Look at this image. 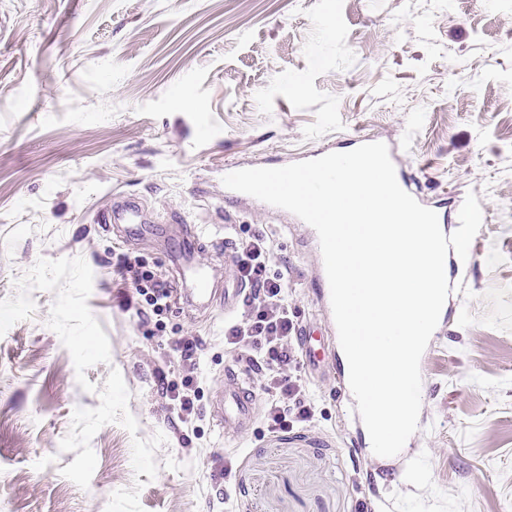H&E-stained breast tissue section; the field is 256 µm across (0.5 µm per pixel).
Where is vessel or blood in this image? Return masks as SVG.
<instances>
[{
	"label": "vessel or blood",
	"instance_id": "1",
	"mask_svg": "<svg viewBox=\"0 0 512 512\" xmlns=\"http://www.w3.org/2000/svg\"><path fill=\"white\" fill-rule=\"evenodd\" d=\"M94 223L121 226L125 235L140 236L151 228L152 220L145 203L138 198L126 197L113 202L111 209L97 212ZM199 238L186 233L175 257L186 285V298L200 310L213 307L216 297H223L225 314L235 313L244 302L247 293L239 282L236 271V251L232 240L224 242V292L216 294L209 277L198 262ZM211 414L224 426L225 434L247 431L255 419V392L246 372L237 365L224 367V387L211 402Z\"/></svg>",
	"mask_w": 512,
	"mask_h": 512
}]
</instances>
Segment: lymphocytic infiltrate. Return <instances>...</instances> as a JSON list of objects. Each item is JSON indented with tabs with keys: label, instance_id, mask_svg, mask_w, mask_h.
I'll use <instances>...</instances> for the list:
<instances>
[{
	"label": "lymphocytic infiltrate",
	"instance_id": "lymphocytic-infiltrate-1",
	"mask_svg": "<svg viewBox=\"0 0 512 512\" xmlns=\"http://www.w3.org/2000/svg\"><path fill=\"white\" fill-rule=\"evenodd\" d=\"M237 266L241 280L249 290L241 317L224 323V347L253 366L267 396L265 421L270 432L288 429L312 419V407L306 399V386L291 377L289 369L298 360L292 340L297 335L295 314L288 305V273L271 267L269 237L255 231L239 238ZM122 278L143 296L139 309L146 319L159 318L171 309L173 290L168 281L146 268L142 261H126ZM179 377L161 379L162 395L174 405L181 423H191L200 415L197 404L198 341L180 337Z\"/></svg>",
	"mask_w": 512,
	"mask_h": 512
}]
</instances>
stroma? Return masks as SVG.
I'll return each mask as SVG.
<instances>
[{
  "instance_id": "1",
  "label": "stroma",
  "mask_w": 512,
  "mask_h": 512,
  "mask_svg": "<svg viewBox=\"0 0 512 512\" xmlns=\"http://www.w3.org/2000/svg\"><path fill=\"white\" fill-rule=\"evenodd\" d=\"M392 143L400 167L455 223L467 194L485 213L446 326L421 366L407 482L392 462L387 512H512V0H0V299L41 258L83 257L87 304L110 342L109 363L77 383L47 325L55 295L35 290L31 318L0 336V512H106L141 482L144 512H377L364 481L378 468L353 456L363 434L336 399L333 368L292 373L307 385L311 422L269 432L260 417L229 438L209 412L235 353L224 305L177 299L164 331L137 314L116 270L158 267L182 289L169 254L188 228L224 289L220 239L253 231L288 267L298 325L335 332L315 282L318 254L290 213L224 198V165L287 160L355 135ZM141 197L162 233L122 238L93 221L113 195ZM200 342L201 419L182 426L160 394L177 379L174 342ZM118 370L137 434L103 426L87 489L60 470L75 409L98 407ZM162 433L155 479L135 475L132 440ZM237 456L231 479L220 468Z\"/></svg>"
}]
</instances>
